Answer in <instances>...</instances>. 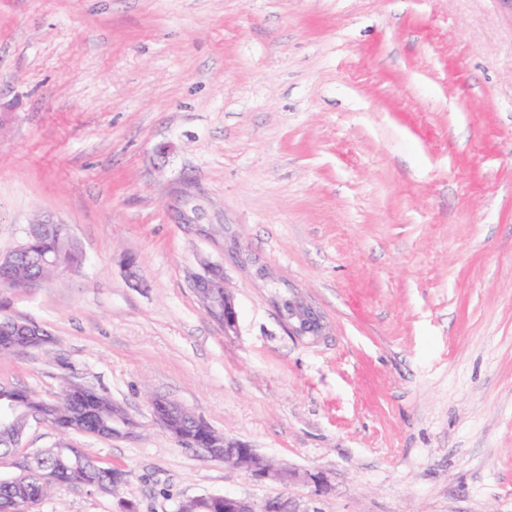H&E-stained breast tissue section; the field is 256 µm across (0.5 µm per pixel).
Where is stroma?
Returning <instances> with one entry per match:
<instances>
[{"instance_id": "stroma-1", "label": "stroma", "mask_w": 512, "mask_h": 512, "mask_svg": "<svg viewBox=\"0 0 512 512\" xmlns=\"http://www.w3.org/2000/svg\"><path fill=\"white\" fill-rule=\"evenodd\" d=\"M40 214L86 262L0 287L50 337L0 385L107 395L111 439L22 445L124 484L39 512H512V0H0V255ZM206 261L236 334L191 286ZM153 396L298 479L183 447ZM286 316L296 336H318L322 330L319 315L304 302L291 299L286 306Z\"/></svg>"}]
</instances>
